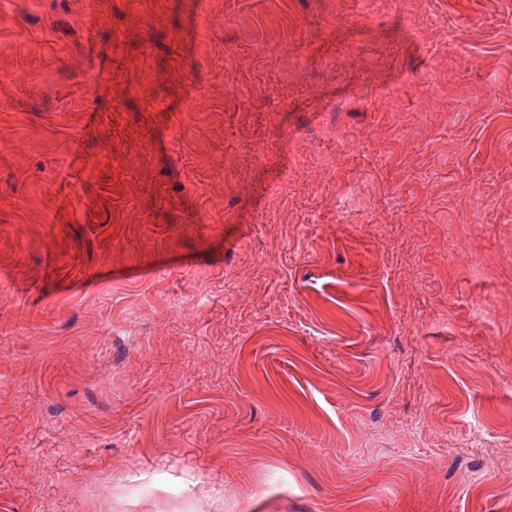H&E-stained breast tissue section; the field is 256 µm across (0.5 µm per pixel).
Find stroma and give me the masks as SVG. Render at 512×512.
<instances>
[{
	"label": "stroma",
	"mask_w": 512,
	"mask_h": 512,
	"mask_svg": "<svg viewBox=\"0 0 512 512\" xmlns=\"http://www.w3.org/2000/svg\"><path fill=\"white\" fill-rule=\"evenodd\" d=\"M511 189L512 0H0V512H512Z\"/></svg>",
	"instance_id": "35a3bbf8"
}]
</instances>
